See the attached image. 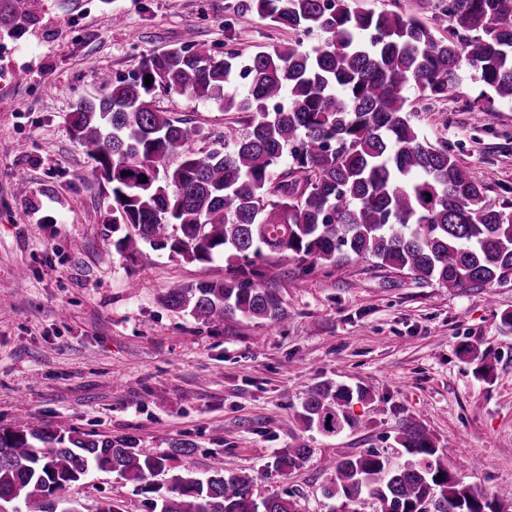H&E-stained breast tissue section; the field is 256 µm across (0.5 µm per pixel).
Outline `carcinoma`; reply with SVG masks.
Masks as SVG:
<instances>
[{"label": "carcinoma", "instance_id": "carcinoma-1", "mask_svg": "<svg viewBox=\"0 0 512 512\" xmlns=\"http://www.w3.org/2000/svg\"><path fill=\"white\" fill-rule=\"evenodd\" d=\"M16 2L0 0V20L17 30L34 16ZM254 6L276 26L324 39L244 61L236 52L218 58L205 43L173 47L127 78L101 81V97L70 113L92 175L110 188L112 223L134 232L116 248L135 252L141 241L185 263L226 252L237 260L224 280L172 288L163 304L211 324L237 315L277 323L285 311L259 265L268 253L313 265L376 259L450 290L512 281V205L487 200L448 141L430 140L413 123L405 95L410 87L425 99H453L466 66L481 86L468 111L490 114L495 103H512V0L439 5L450 22L446 38L418 18L352 0ZM158 87L236 112L246 131L224 134L220 149L191 152L201 129L153 108L145 97ZM281 101L288 108H275ZM366 394L323 382L307 392L298 416L310 430L338 435L356 426L347 407ZM397 444L404 455L396 464L373 449L323 462L334 472L324 496L343 499L349 512L369 499L380 512H419L427 503L435 512H504L512 502L503 492L467 491L418 425L405 426ZM312 454L284 448L271 467L286 475ZM166 461L131 435L60 431L21 417L0 429V505L82 512L64 492L94 471H112L157 494L150 512H295L279 495L255 496L253 479L219 460L202 476L187 468L165 486L152 483Z\"/></svg>", "mask_w": 512, "mask_h": 512}]
</instances>
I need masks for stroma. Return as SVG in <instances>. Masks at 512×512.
Returning a JSON list of instances; mask_svg holds the SVG:
<instances>
[{
  "label": "stroma",
  "mask_w": 512,
  "mask_h": 512,
  "mask_svg": "<svg viewBox=\"0 0 512 512\" xmlns=\"http://www.w3.org/2000/svg\"><path fill=\"white\" fill-rule=\"evenodd\" d=\"M242 0H38L23 35L0 28V427L19 404L59 430L133 434L168 456L170 473L204 472L213 459L249 475L260 496H291L299 512H330L331 475L320 459L394 448L400 429L422 427L446 464L474 488L512 485V282L492 291L418 283L374 261L340 266L270 256L264 269L285 309L280 323L244 317L215 326L164 306L173 288L222 279L225 255L186 263L140 245L117 250L110 189L91 175L68 114L98 96L99 77L131 76L145 56L194 42L250 55L294 42ZM403 13L448 33L440 0H356ZM25 81H17L18 73ZM463 94L414 101V123L448 141L493 203L512 201V105L469 112L481 87L461 74ZM153 102L202 130L211 147L238 115L156 90ZM26 195H18V182ZM491 367L476 373V358ZM324 381L361 386L354 428L336 436L306 429L298 413ZM194 443L191 457L171 445ZM312 448L301 469L271 471L274 453ZM93 507L112 499L147 512L146 497L112 472L71 487Z\"/></svg>",
  "instance_id": "35a3bbf8"
}]
</instances>
